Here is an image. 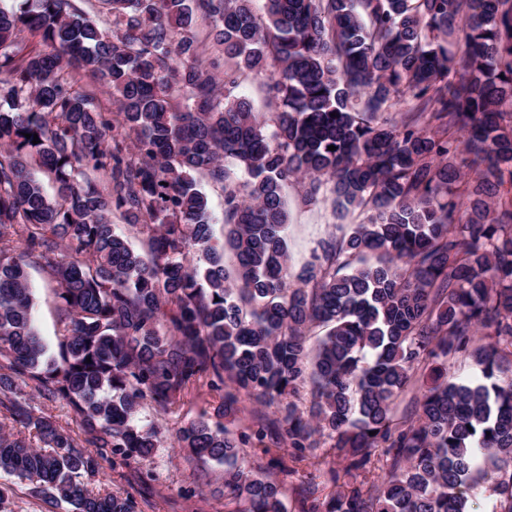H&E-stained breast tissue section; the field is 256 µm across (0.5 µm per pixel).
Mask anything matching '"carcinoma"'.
<instances>
[{
	"mask_svg": "<svg viewBox=\"0 0 512 512\" xmlns=\"http://www.w3.org/2000/svg\"><path fill=\"white\" fill-rule=\"evenodd\" d=\"M101 3L110 35L76 0L0 8V409L13 423L0 473L66 512H137L121 491L88 489L100 459H147L159 430L137 419L140 401L167 413L206 377L224 417L243 398L274 409L253 435L277 433L328 476V501L307 487L299 512H474L481 482L492 512H512V0H265L262 19L253 0ZM197 14L224 63L197 64ZM269 68L264 114L234 91ZM73 69L104 80L118 111L97 110ZM199 176L224 190L219 235ZM291 183L330 200L340 226L368 212L298 269ZM31 265L59 285L55 356ZM469 355L480 374L455 376ZM29 383L65 402L83 438L32 404ZM249 440L205 419L176 433L224 465L235 512H285L270 472L283 463ZM379 451L381 479L344 481Z\"/></svg>",
	"mask_w": 512,
	"mask_h": 512,
	"instance_id": "obj_1",
	"label": "carcinoma"
}]
</instances>
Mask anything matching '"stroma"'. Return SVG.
I'll use <instances>...</instances> for the list:
<instances>
[{
	"instance_id": "35a3bbf8",
	"label": "stroma",
	"mask_w": 512,
	"mask_h": 512,
	"mask_svg": "<svg viewBox=\"0 0 512 512\" xmlns=\"http://www.w3.org/2000/svg\"><path fill=\"white\" fill-rule=\"evenodd\" d=\"M290 231L289 252L294 265H302L310 258L318 240L336 235L338 229L330 205L304 204L298 186L286 191ZM29 281L34 294V317L37 327L50 351H57L65 333V324L59 311L58 285L41 267L29 270ZM222 404V395L210 391L206 383L185 389L177 404L167 414L157 412L153 405L143 404L140 417L146 422H156L162 428V439L150 459L140 464H126L120 457L111 455L102 462L103 473L92 481L90 488L101 492L121 489L132 495L138 512H228L224 499L212 495V484L222 482L224 468L214 462H203L174 445L178 427L200 416L216 417ZM286 472H274L273 477L284 486L286 512H295L297 498L309 483L320 486V497H327L332 487L309 461L292 459L290 451L278 450Z\"/></svg>"
}]
</instances>
